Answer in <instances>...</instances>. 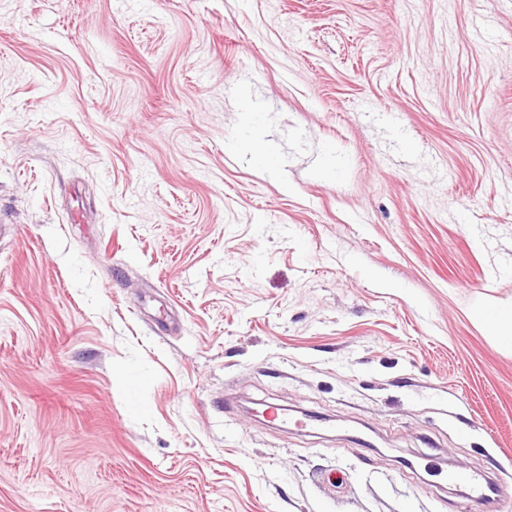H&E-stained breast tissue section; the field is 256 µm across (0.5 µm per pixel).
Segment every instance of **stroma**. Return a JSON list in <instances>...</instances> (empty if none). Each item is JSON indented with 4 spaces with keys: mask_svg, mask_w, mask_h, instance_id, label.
Here are the masks:
<instances>
[{
    "mask_svg": "<svg viewBox=\"0 0 512 512\" xmlns=\"http://www.w3.org/2000/svg\"><path fill=\"white\" fill-rule=\"evenodd\" d=\"M0 220V512H512V0H0ZM476 315L486 321L496 336L505 343H512V308H478ZM448 479L468 485L469 498L475 505L482 504L489 499L490 484L478 473L458 470L449 474Z\"/></svg>",
    "mask_w": 512,
    "mask_h": 512,
    "instance_id": "35a3bbf8",
    "label": "stroma"
}]
</instances>
